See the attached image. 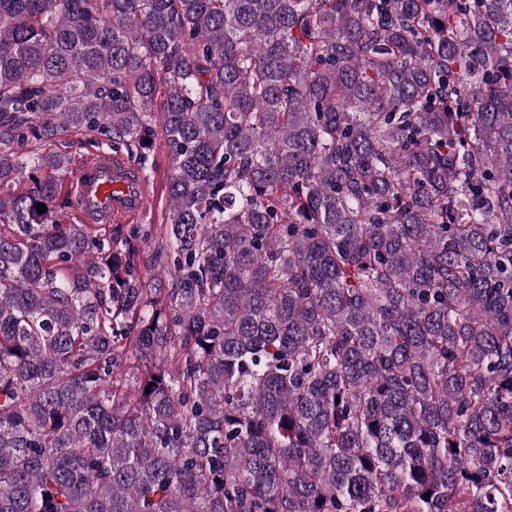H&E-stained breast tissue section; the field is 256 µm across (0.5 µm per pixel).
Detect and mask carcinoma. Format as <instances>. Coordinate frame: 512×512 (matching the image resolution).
Instances as JSON below:
<instances>
[{"label":"carcinoma","mask_w":512,"mask_h":512,"mask_svg":"<svg viewBox=\"0 0 512 512\" xmlns=\"http://www.w3.org/2000/svg\"><path fill=\"white\" fill-rule=\"evenodd\" d=\"M0 512H512V0H0ZM41 148L53 149L72 159V172L65 179V188L69 184L74 201L73 210L83 224L125 223L126 228L138 225L145 229L150 225L164 224V217L168 214L166 187L168 176L172 174V161L160 138L151 151L155 168L143 173L151 198L143 175L130 160L138 165L135 157L123 153L129 159L105 151L112 148L103 141L99 145L94 143L92 137L85 132L68 130L59 135L54 143L44 144ZM86 155L89 156L80 159ZM147 208L144 218L134 220L144 214ZM134 243L138 249L137 261L142 274L148 278H155V275L162 268V263L157 260V238L152 235L147 241L138 239Z\"/></svg>","instance_id":"cac0c4a2"}]
</instances>
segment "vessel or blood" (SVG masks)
<instances>
[{"instance_id":"obj_1","label":"vessel or blood","mask_w":512,"mask_h":512,"mask_svg":"<svg viewBox=\"0 0 512 512\" xmlns=\"http://www.w3.org/2000/svg\"><path fill=\"white\" fill-rule=\"evenodd\" d=\"M74 210L85 224H124L148 208L149 191L124 155L101 150L80 159L69 182Z\"/></svg>"}]
</instances>
